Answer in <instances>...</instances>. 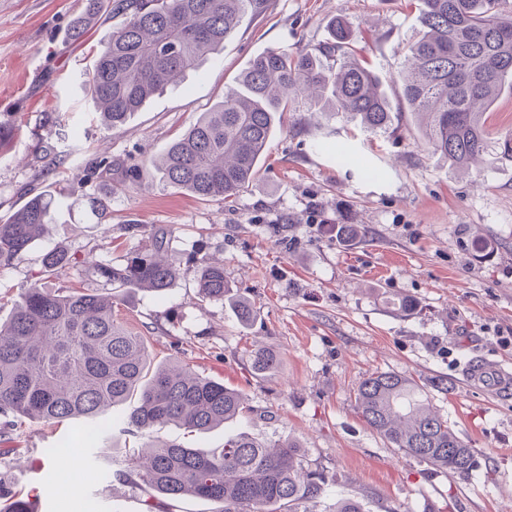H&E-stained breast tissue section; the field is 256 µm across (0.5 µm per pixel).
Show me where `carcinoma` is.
<instances>
[{"mask_svg": "<svg viewBox=\"0 0 512 512\" xmlns=\"http://www.w3.org/2000/svg\"><path fill=\"white\" fill-rule=\"evenodd\" d=\"M266 0H87L69 32L77 41L92 20L120 15L123 22L100 44L84 82L102 124L116 128L145 102L224 47L243 17ZM419 36L405 47L399 72L409 112L424 114L428 148L465 170L490 151L484 114L512 81V0H421ZM352 31L340 21L332 41L292 54L272 49L254 57L237 87L203 112L165 152L164 181L199 199L237 196L260 171L280 113L304 95L357 120L370 131L392 125L390 102L368 64L349 51ZM112 175L106 156L91 162V177L104 184ZM55 194L31 196L0 222V269L20 261L49 234ZM78 264L61 249L42 256L44 275L59 278ZM104 293L35 280L21 290L0 321V415L3 428L17 423L69 424L77 430L99 425L111 408L134 401L128 428L146 432L173 425L205 433L250 412L241 393L188 372L174 362L154 365L145 337L118 322L115 300L142 291L166 292L179 273L162 257L155 240L119 259L88 261ZM197 294L208 303L228 304L241 324L257 317L248 299L231 293L224 264L202 261ZM279 355L250 352L258 376L271 375ZM367 426L407 456L467 478L475 453L448 419L433 410L429 391L414 380L373 372L355 392ZM115 474L153 499L186 497L217 505L216 512H309L299 510L320 497L330 482L311 467L307 452L291 440L268 442L246 433L219 451L157 440L147 449L112 459ZM333 512H369L356 495L336 499Z\"/></svg>", "mask_w": 512, "mask_h": 512, "instance_id": "carcinoma-1", "label": "carcinoma"}]
</instances>
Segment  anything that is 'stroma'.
<instances>
[{
    "label": "stroma",
    "mask_w": 512,
    "mask_h": 512,
    "mask_svg": "<svg viewBox=\"0 0 512 512\" xmlns=\"http://www.w3.org/2000/svg\"><path fill=\"white\" fill-rule=\"evenodd\" d=\"M86 0H0V100L20 113L0 147V220L30 192L53 190L49 236L22 260L0 271V317L33 282L52 248L76 257L115 259L166 237V256L180 277L163 295L148 292L115 304L129 329L148 328L153 363L180 361L193 372L237 389L247 417L205 434L168 426L132 436L126 406L113 408L104 441L85 440L71 427L26 423L0 447V485L21 497H40V512H59L60 497L88 501L94 512H145L139 494L113 474L80 485L58 482L60 443L79 444L85 458L122 455L125 446L154 440L215 449L245 432L289 439L305 448L314 467L333 475L315 512L356 494L369 512H512V401L465 387L459 362L473 352L512 364V157L498 144L512 138V88L504 87L487 114L496 146L466 171L433 154L408 111L396 77L403 49L419 31L418 0H266L246 15L223 49L152 97L125 125L96 120L83 72L113 28L97 22L80 41L67 33ZM346 20L353 46L378 77L395 122L373 133L343 116L322 115L299 102L284 113L258 176L235 199L204 201L176 191L143 165L159 156L198 116L223 100L250 60L271 48L299 53L330 39L335 19ZM64 116L63 135H44L46 147L80 148L67 168L47 165L34 148L40 113ZM350 161L337 163V145ZM112 162V218L97 223L82 180L92 159ZM139 224L131 233L127 224ZM322 224H350L342 242ZM224 262V277L259 310L241 326L228 306L205 303L194 288L196 262ZM408 298L419 311L398 303ZM266 347L281 358L269 378L251 374L249 354ZM393 372L432 389V404L475 451L473 475L458 477L407 457L374 434L355 407V390L369 373ZM446 380L448 392L435 391Z\"/></svg>",
    "instance_id": "1"
}]
</instances>
